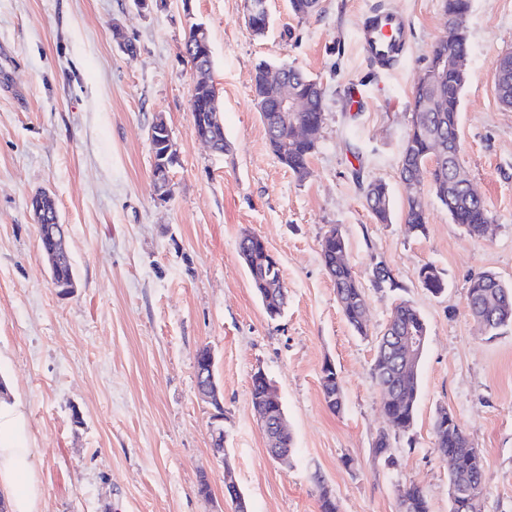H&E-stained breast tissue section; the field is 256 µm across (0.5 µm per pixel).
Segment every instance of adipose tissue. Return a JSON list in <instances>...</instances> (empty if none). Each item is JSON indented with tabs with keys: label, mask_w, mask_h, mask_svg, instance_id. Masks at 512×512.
I'll return each instance as SVG.
<instances>
[{
	"label": "adipose tissue",
	"mask_w": 512,
	"mask_h": 512,
	"mask_svg": "<svg viewBox=\"0 0 512 512\" xmlns=\"http://www.w3.org/2000/svg\"><path fill=\"white\" fill-rule=\"evenodd\" d=\"M0 496L9 512H40L41 488L27 444V420L17 403H0Z\"/></svg>",
	"instance_id": "adipose-tissue-1"
}]
</instances>
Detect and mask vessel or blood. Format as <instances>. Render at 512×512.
I'll return each mask as SVG.
<instances>
[{
  "label": "vessel or blood",
  "instance_id": "1",
  "mask_svg": "<svg viewBox=\"0 0 512 512\" xmlns=\"http://www.w3.org/2000/svg\"><path fill=\"white\" fill-rule=\"evenodd\" d=\"M407 33L406 22L398 13L372 11L365 15L362 22V46L371 59L390 62L405 51Z\"/></svg>",
  "mask_w": 512,
  "mask_h": 512
}]
</instances>
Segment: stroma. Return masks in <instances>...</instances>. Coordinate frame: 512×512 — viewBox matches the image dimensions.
<instances>
[{"label":"stroma","instance_id":"obj_1","mask_svg":"<svg viewBox=\"0 0 512 512\" xmlns=\"http://www.w3.org/2000/svg\"><path fill=\"white\" fill-rule=\"evenodd\" d=\"M256 35L246 0H0V381L20 402L35 448L42 512H234L232 469L249 512H319L328 488L340 512H398L399 485H418L431 512H449L448 466L434 446L439 407L453 411L487 461L481 512H512V326L491 337L468 312L471 278L512 284V109L496 96L494 60L512 51V0H470L468 79L460 97V158L493 223L477 240L453 224L430 189L425 234L408 231L399 175L412 92L445 29L441 0H321L306 17L268 0ZM399 13L408 47L384 68L363 52L361 16ZM204 24L222 105L224 153L194 135L196 80L183 54ZM132 40L128 54L122 39ZM317 79L325 121L305 179L271 152L253 101L260 61ZM163 116L178 145L172 196L158 202L148 131ZM388 184L391 221L377 223L362 187ZM49 192L68 228L76 287L60 294L40 257L31 195ZM343 233L362 282L368 334L346 323L320 257ZM277 256L288 290L269 319L239 253L243 233ZM384 263L398 289L372 284ZM447 283L433 296L418 270ZM410 302L427 339L414 424L397 465L373 454L387 427L371 377L376 338ZM215 356L223 390L224 456L211 445V409L196 396L195 359ZM333 363L341 411L323 399ZM264 370L294 436L272 460L250 398ZM207 479L210 497L198 493ZM418 281L421 288L434 296L445 292L447 284L441 273L430 263L422 265L418 271Z\"/></svg>","mask_w":512,"mask_h":512}]
</instances>
